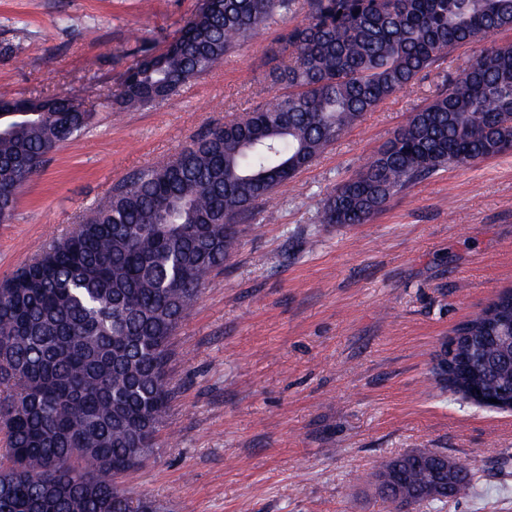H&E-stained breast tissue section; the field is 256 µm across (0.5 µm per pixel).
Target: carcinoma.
<instances>
[{
	"mask_svg": "<svg viewBox=\"0 0 512 512\" xmlns=\"http://www.w3.org/2000/svg\"><path fill=\"white\" fill-rule=\"evenodd\" d=\"M297 0H212L163 51L130 68L104 105L152 106L293 11ZM282 39L290 52L269 105L211 128L173 160L135 173L64 237L0 282V512H160L121 477L154 456L174 392L171 339L208 274L224 267L238 224L347 128L445 52L512 30V0H307ZM0 224L17 194L94 113L68 97H0ZM512 151V46L485 49L323 204V224H366L387 201L448 166ZM512 289L457 327L485 337L456 392L498 397L495 336ZM444 452L389 460L402 484L378 493L428 502ZM469 494L472 469L446 477Z\"/></svg>",
	"mask_w": 512,
	"mask_h": 512,
	"instance_id": "carcinoma-1",
	"label": "carcinoma"
}]
</instances>
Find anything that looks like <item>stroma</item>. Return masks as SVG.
I'll return each mask as SVG.
<instances>
[{"mask_svg": "<svg viewBox=\"0 0 512 512\" xmlns=\"http://www.w3.org/2000/svg\"><path fill=\"white\" fill-rule=\"evenodd\" d=\"M202 3L0 0V94L67 96L95 114L0 224V280L117 183L272 102L283 22L152 107L118 117L103 107ZM473 52L443 55L255 206L175 332V400L154 461L127 487L162 512H391L367 476L405 451L438 448L473 464L475 486L417 512H512V411L474 404L435 370L454 329L512 287V152L439 170L370 223L320 221L325 199Z\"/></svg>", "mask_w": 512, "mask_h": 512, "instance_id": "obj_1", "label": "stroma"}]
</instances>
